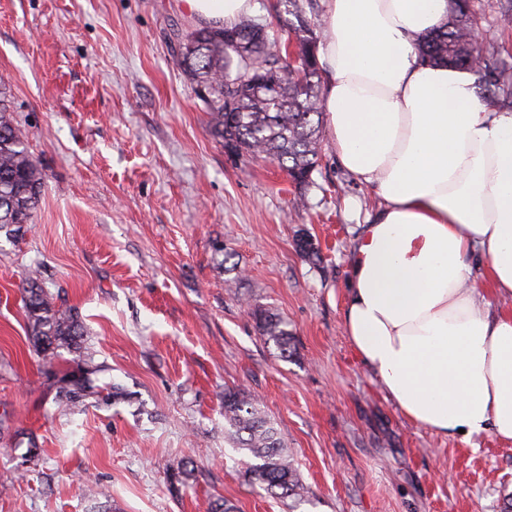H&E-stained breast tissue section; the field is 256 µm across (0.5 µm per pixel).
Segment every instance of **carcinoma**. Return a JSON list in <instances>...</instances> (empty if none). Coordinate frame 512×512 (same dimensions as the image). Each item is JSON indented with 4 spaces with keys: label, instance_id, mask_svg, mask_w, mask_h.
<instances>
[{
    "label": "carcinoma",
    "instance_id": "cac0c4a2",
    "mask_svg": "<svg viewBox=\"0 0 512 512\" xmlns=\"http://www.w3.org/2000/svg\"><path fill=\"white\" fill-rule=\"evenodd\" d=\"M295 18L288 22L293 42L277 48L261 19L245 16L234 26H205L183 35L179 62L188 81L196 85L209 114L210 135L229 142L241 156L264 157L277 163L299 186L311 183L319 163L323 122L319 95L318 36L314 13L316 0H280ZM478 31L472 0H450L448 20L433 36L419 44L420 57L469 69L496 52L494 43H474ZM294 60V78L278 82L275 70L281 60ZM482 94L512 110V81L502 73L483 70ZM43 187V171L31 154L25 136L15 124L11 95L0 84V233L21 238L33 228L34 213ZM22 300L29 336L41 352L54 356L65 349L89 359L84 323L75 309L58 306L42 287L38 273L26 279ZM260 335L283 355L291 352L292 333L279 315H256ZM58 399L74 405L85 396L84 379L67 372L59 379ZM224 440L243 454L241 464L248 481L265 490L280 491L292 507L305 501L307 488L280 432L261 404L243 393L224 392Z\"/></svg>",
    "mask_w": 512,
    "mask_h": 512
}]
</instances>
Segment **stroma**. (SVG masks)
<instances>
[{"label": "stroma", "mask_w": 512, "mask_h": 512, "mask_svg": "<svg viewBox=\"0 0 512 512\" xmlns=\"http://www.w3.org/2000/svg\"><path fill=\"white\" fill-rule=\"evenodd\" d=\"M473 4L499 47L488 66L512 71L498 0ZM196 26L179 0H0V82L44 176L33 230L0 236V512H289L224 441L228 388L279 430L302 512H501L512 441L413 424L343 330L356 226L378 196L326 138L302 189L226 156L173 51ZM33 269L88 332L95 372L72 410L56 399L69 353L28 336ZM257 309L287 321L290 357ZM112 385L121 397L98 402Z\"/></svg>", "instance_id": "1"}]
</instances>
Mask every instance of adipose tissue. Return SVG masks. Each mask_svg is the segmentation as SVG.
I'll use <instances>...</instances> for the list:
<instances>
[{"mask_svg": "<svg viewBox=\"0 0 512 512\" xmlns=\"http://www.w3.org/2000/svg\"><path fill=\"white\" fill-rule=\"evenodd\" d=\"M179 3L212 26L255 10ZM324 3L330 141L379 197L350 256L344 330L406 419L512 441V112L482 102L478 69L421 61L448 0Z\"/></svg>", "mask_w": 512, "mask_h": 512, "instance_id": "obj_1", "label": "adipose tissue"}]
</instances>
